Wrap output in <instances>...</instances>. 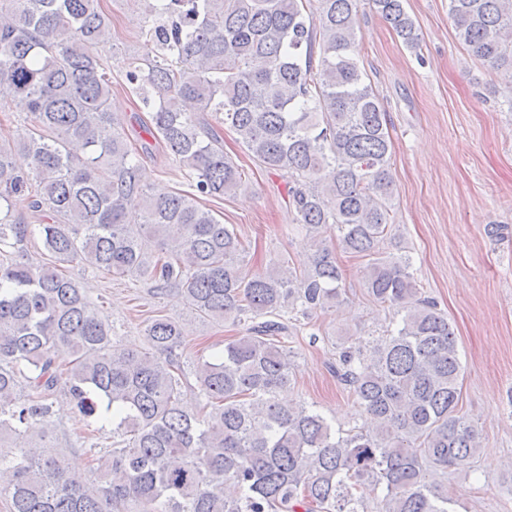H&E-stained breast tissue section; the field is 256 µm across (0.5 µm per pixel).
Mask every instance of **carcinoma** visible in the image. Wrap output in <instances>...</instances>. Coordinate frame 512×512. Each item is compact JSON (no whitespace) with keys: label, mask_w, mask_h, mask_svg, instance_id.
<instances>
[{"label":"carcinoma","mask_w":512,"mask_h":512,"mask_svg":"<svg viewBox=\"0 0 512 512\" xmlns=\"http://www.w3.org/2000/svg\"><path fill=\"white\" fill-rule=\"evenodd\" d=\"M151 24L125 65L149 109L143 131L184 168L192 191L153 196L139 150L114 117L102 0H0V112L25 113L0 138V498L8 512H457L430 479L464 467L480 431L461 412L462 363L448 317L392 239L390 135L359 65L361 0H136ZM405 0H368L411 52L422 37ZM458 39L512 76V0H448ZM320 48L314 58V48ZM252 158L288 177L295 223L334 231L366 259L362 285L388 312L381 333L341 337L330 371L365 416L339 430L294 381L289 338L343 304L336 252L308 265L244 268L232 224L203 200L244 172L204 114ZM29 159V171L12 155ZM27 191L37 223L12 212ZM137 209L141 222L129 224ZM39 236L50 261L16 263ZM78 261L176 292L189 315L243 326L192 366L186 327L150 317L147 348H124L61 267ZM84 418L106 406L112 447L86 449L94 475L68 469L49 440L58 394ZM193 395L196 404L184 402Z\"/></svg>","instance_id":"carcinoma-1"}]
</instances>
